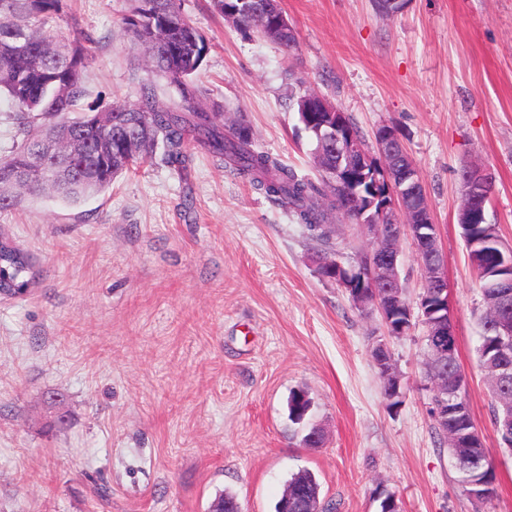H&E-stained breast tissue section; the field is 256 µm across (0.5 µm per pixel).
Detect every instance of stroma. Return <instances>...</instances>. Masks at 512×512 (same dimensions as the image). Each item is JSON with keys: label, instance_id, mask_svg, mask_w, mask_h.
Segmentation results:
<instances>
[{"label": "stroma", "instance_id": "stroma-1", "mask_svg": "<svg viewBox=\"0 0 512 512\" xmlns=\"http://www.w3.org/2000/svg\"><path fill=\"white\" fill-rule=\"evenodd\" d=\"M133 0H72L94 42L82 107L136 100L153 82L122 17ZM209 49L194 82L218 123L243 113L257 145L313 175L298 96L315 91L377 155L392 127L414 161L443 251L474 424L497 474L475 509L427 413L422 327L388 336L316 273L304 225L191 149L186 170L153 159L71 205L21 198L0 210L37 282L0 297V512H210L233 494L275 512L299 469L339 512H512V453L500 448L476 347L481 298L457 215L459 174L490 171L488 220L512 245V0H281L294 55L237 28L212 0H180ZM386 340L402 380L387 408L371 358ZM308 391L322 447L288 417ZM108 500H96L99 483Z\"/></svg>", "mask_w": 512, "mask_h": 512}]
</instances>
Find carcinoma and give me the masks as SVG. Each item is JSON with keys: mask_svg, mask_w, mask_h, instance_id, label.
Wrapping results in <instances>:
<instances>
[{"mask_svg": "<svg viewBox=\"0 0 512 512\" xmlns=\"http://www.w3.org/2000/svg\"><path fill=\"white\" fill-rule=\"evenodd\" d=\"M222 12L230 7L243 17L256 10L258 0H213ZM69 22L68 0H0V96L15 108L14 150L0 158V209H8L22 196L39 197L53 193L78 201L106 191L119 174L155 156L178 172L188 164L190 145L206 149L224 162L234 175L248 180L272 202L284 206L305 225L310 240L323 249L317 252V272L329 281H347L350 269L331 264L335 226L328 215L355 194L378 208L387 200L388 189L375 162L365 164L366 172L349 176L333 193L326 179L334 176L336 157L322 160V175L306 178L285 166L278 157L264 151L253 140L244 118L229 128L215 124L212 108L191 77L208 50L205 37L183 16L177 0H134L131 14L124 17L133 48L143 52L152 72L175 87L178 99L161 105L152 84L144 83L132 102H113L102 109L80 111L86 95L84 73L94 60L92 41L78 34H65ZM299 123L309 140L316 128L333 124L328 112H300ZM69 124L79 130L84 148L62 154L50 144L55 129ZM112 140V151L100 153L95 145ZM129 138H137L143 150L137 155L123 151ZM468 251L477 273L483 313L477 346L478 364L492 397V422L500 444L512 440V433L499 424L502 401L512 402V345L503 347L497 329L500 310L496 276L505 274L495 267L497 248L486 240L498 236L494 224H462ZM33 258L7 233L0 231V296L14 298L35 284ZM312 407L308 392L298 390L288 401L289 417L296 423L307 420ZM448 418L435 421L438 445L447 447L455 461L460 482L471 487L468 497L483 504L496 495V473L484 444L474 448L455 447L454 438L474 428L467 402L466 386L448 396ZM289 484L300 486L302 495L288 502V512H307V504L320 496L321 485L314 473L303 469Z\"/></svg>", "mask_w": 512, "mask_h": 512, "instance_id": "cac0c4a2", "label": "carcinoma"}]
</instances>
